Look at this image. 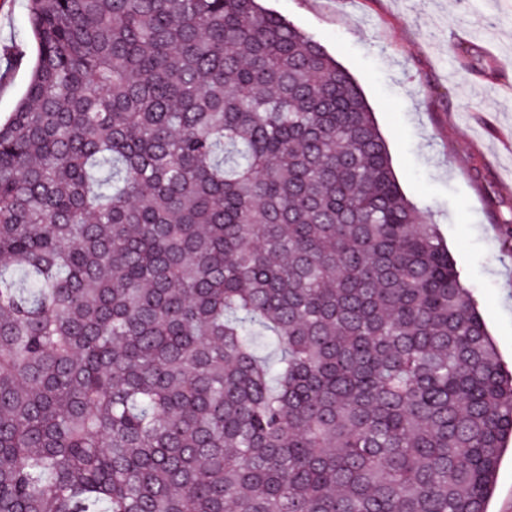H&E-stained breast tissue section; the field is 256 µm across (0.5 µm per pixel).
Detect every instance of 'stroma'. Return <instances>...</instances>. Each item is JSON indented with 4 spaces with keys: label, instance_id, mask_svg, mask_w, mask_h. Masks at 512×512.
<instances>
[{
    "label": "stroma",
    "instance_id": "obj_1",
    "mask_svg": "<svg viewBox=\"0 0 512 512\" xmlns=\"http://www.w3.org/2000/svg\"><path fill=\"white\" fill-rule=\"evenodd\" d=\"M360 86L406 198L429 209L512 365V0H263ZM35 55L24 0H0V118Z\"/></svg>",
    "mask_w": 512,
    "mask_h": 512
}]
</instances>
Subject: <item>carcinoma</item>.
<instances>
[{
    "label": "carcinoma",
    "instance_id": "carcinoma-1",
    "mask_svg": "<svg viewBox=\"0 0 512 512\" xmlns=\"http://www.w3.org/2000/svg\"><path fill=\"white\" fill-rule=\"evenodd\" d=\"M0 512H487L502 365L354 79L259 0H25Z\"/></svg>",
    "mask_w": 512,
    "mask_h": 512
}]
</instances>
